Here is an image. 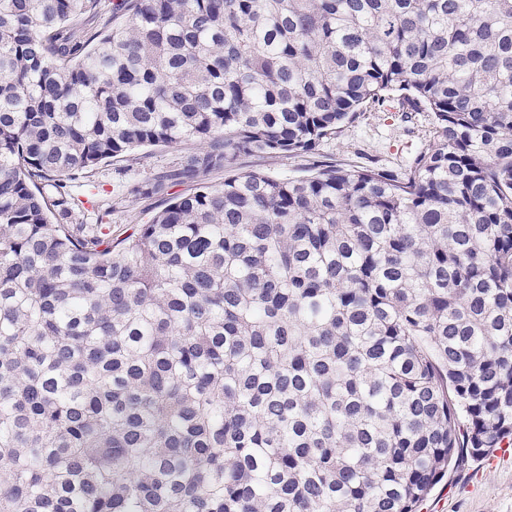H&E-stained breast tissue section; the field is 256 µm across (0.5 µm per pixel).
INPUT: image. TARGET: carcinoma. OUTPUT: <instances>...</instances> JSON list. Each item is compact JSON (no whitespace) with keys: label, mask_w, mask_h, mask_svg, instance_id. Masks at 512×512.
<instances>
[{"label":"carcinoma","mask_w":512,"mask_h":512,"mask_svg":"<svg viewBox=\"0 0 512 512\" xmlns=\"http://www.w3.org/2000/svg\"><path fill=\"white\" fill-rule=\"evenodd\" d=\"M395 100L404 176L239 171ZM507 441L512 0H0V512H416ZM195 147L196 144L189 142L145 149L130 159L114 158L101 163L92 177L100 190L98 206L94 209L86 206L85 210L77 212L79 217L87 224L110 227L112 240L123 239L137 224H145L161 210L167 197L185 196L195 191V183L185 182L172 185L166 197L135 193V189L150 183L159 173L178 166Z\"/></svg>","instance_id":"carcinoma-1"}]
</instances>
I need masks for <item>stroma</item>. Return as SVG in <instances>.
Segmentation results:
<instances>
[{
    "label": "stroma",
    "instance_id": "stroma-1",
    "mask_svg": "<svg viewBox=\"0 0 512 512\" xmlns=\"http://www.w3.org/2000/svg\"><path fill=\"white\" fill-rule=\"evenodd\" d=\"M431 129L427 113L402 111L393 101L345 127L338 138L321 142L314 156H246L240 159L239 168L296 178L306 175L313 161L319 160L345 169L379 168L401 173L428 145ZM193 148L189 142L145 149L134 158L100 164L93 175L100 190L98 204L85 210L84 221L106 225L113 239H123L166 203L167 196L141 195L138 187L178 166ZM419 512H512V454L498 449L450 471L423 501Z\"/></svg>",
    "mask_w": 512,
    "mask_h": 512
}]
</instances>
